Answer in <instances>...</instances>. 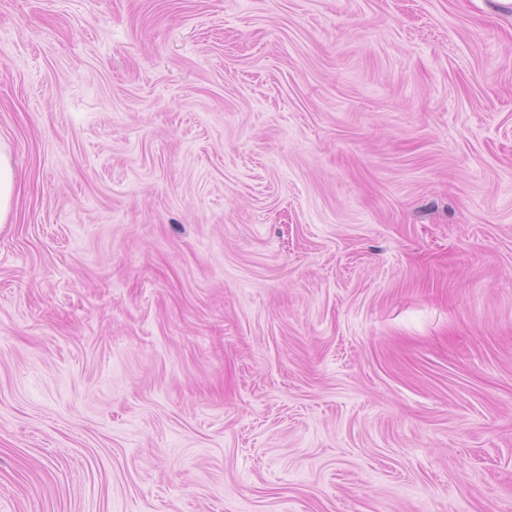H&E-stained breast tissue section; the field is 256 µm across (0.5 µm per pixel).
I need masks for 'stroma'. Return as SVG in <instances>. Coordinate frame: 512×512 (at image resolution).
I'll return each instance as SVG.
<instances>
[{"instance_id":"stroma-1","label":"stroma","mask_w":512,"mask_h":512,"mask_svg":"<svg viewBox=\"0 0 512 512\" xmlns=\"http://www.w3.org/2000/svg\"><path fill=\"white\" fill-rule=\"evenodd\" d=\"M0 512H512V0H0ZM17 173L10 145L0 139V224L11 217L17 191Z\"/></svg>"}]
</instances>
